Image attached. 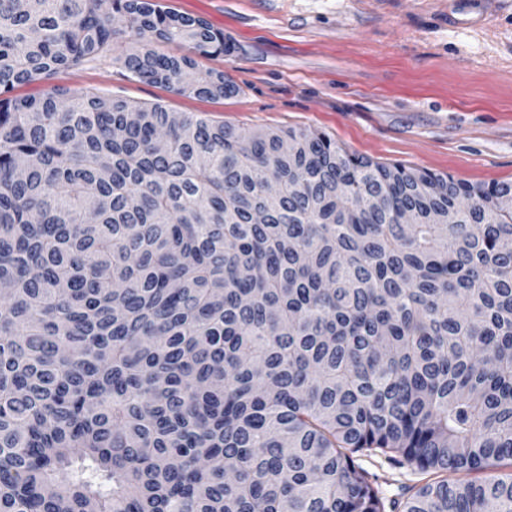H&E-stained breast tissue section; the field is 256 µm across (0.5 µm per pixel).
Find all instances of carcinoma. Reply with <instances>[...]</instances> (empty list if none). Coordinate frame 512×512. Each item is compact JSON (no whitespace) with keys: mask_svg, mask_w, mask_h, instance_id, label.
<instances>
[{"mask_svg":"<svg viewBox=\"0 0 512 512\" xmlns=\"http://www.w3.org/2000/svg\"><path fill=\"white\" fill-rule=\"evenodd\" d=\"M186 42L187 53L161 44ZM158 0H0V512H512L511 183L20 84L222 97ZM410 212L415 223L403 224ZM357 463L369 473L371 481L385 500L387 512H402L407 498L414 491L411 489L433 478L429 474H419L406 468H394L378 456H361L357 458ZM393 501L395 509L390 504Z\"/></svg>","mask_w":512,"mask_h":512,"instance_id":"1","label":"carcinoma"}]
</instances>
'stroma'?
<instances>
[{
  "instance_id": "stroma-1",
  "label": "stroma",
  "mask_w": 512,
  "mask_h": 512,
  "mask_svg": "<svg viewBox=\"0 0 512 512\" xmlns=\"http://www.w3.org/2000/svg\"><path fill=\"white\" fill-rule=\"evenodd\" d=\"M223 31L200 61L234 91L198 98L123 76L111 60L17 85L159 103L246 129L323 132L349 152L465 183L512 182V0L481 25H449L452 0H160ZM386 503L403 508L426 475L361 456Z\"/></svg>"
}]
</instances>
